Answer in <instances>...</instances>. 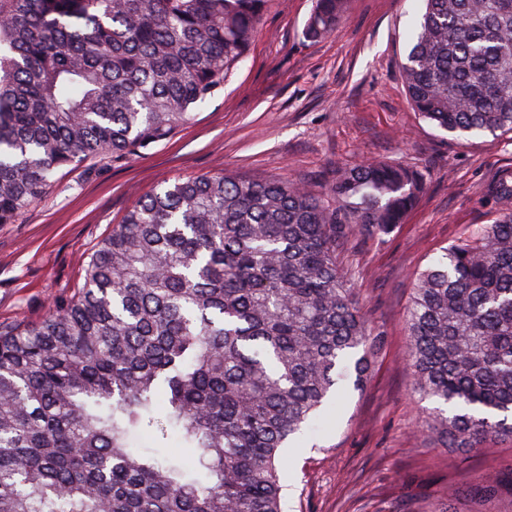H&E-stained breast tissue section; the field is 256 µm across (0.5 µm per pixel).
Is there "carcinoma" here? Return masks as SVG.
<instances>
[{
	"label": "carcinoma",
	"mask_w": 512,
	"mask_h": 512,
	"mask_svg": "<svg viewBox=\"0 0 512 512\" xmlns=\"http://www.w3.org/2000/svg\"><path fill=\"white\" fill-rule=\"evenodd\" d=\"M348 0H315V41ZM401 62L418 115L512 135V0H421ZM267 0H0V224L55 174L167 139L224 88ZM403 163L285 180L177 177L91 254L77 293L0 325V512H284L280 470L303 428L367 381L381 345L336 252L392 233L424 195ZM495 220L416 276L405 315L420 421L467 455L512 438V176ZM148 432L156 449L131 446ZM191 457L159 458L172 436ZM512 495V476L469 495Z\"/></svg>",
	"instance_id": "1"
}]
</instances>
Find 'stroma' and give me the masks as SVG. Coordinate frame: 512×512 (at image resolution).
I'll list each match as a JSON object with an SVG mask.
<instances>
[{
  "instance_id": "obj_1",
  "label": "stroma",
  "mask_w": 512,
  "mask_h": 512,
  "mask_svg": "<svg viewBox=\"0 0 512 512\" xmlns=\"http://www.w3.org/2000/svg\"><path fill=\"white\" fill-rule=\"evenodd\" d=\"M314 0H269L248 54L223 89L169 139L121 162L59 171L15 224H0V325L34 323L84 283L93 250L148 192L174 177L232 174L327 192L363 161L420 169L426 193L383 237L354 234L337 256L372 332L383 338L365 386L285 455L287 512H512V496H466L473 478L512 471V441L456 455L425 434L412 391L404 312L414 278L445 248L491 223L490 182L512 174V137L456 139L423 120L399 65L418 0H348L334 35L303 36Z\"/></svg>"
}]
</instances>
